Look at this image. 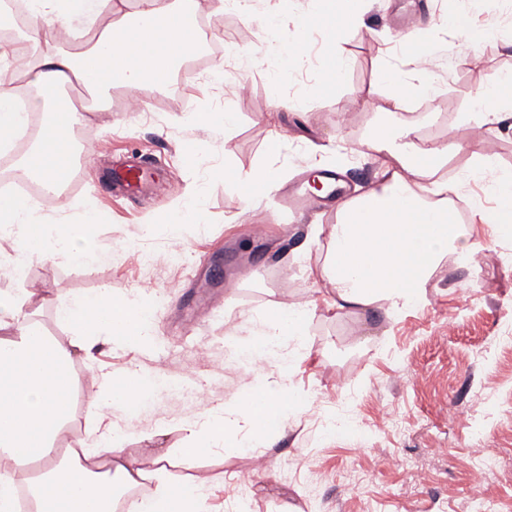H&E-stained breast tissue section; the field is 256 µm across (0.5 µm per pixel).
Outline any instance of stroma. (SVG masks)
Returning a JSON list of instances; mask_svg holds the SVG:
<instances>
[{"instance_id": "1", "label": "stroma", "mask_w": 512, "mask_h": 512, "mask_svg": "<svg viewBox=\"0 0 512 512\" xmlns=\"http://www.w3.org/2000/svg\"><path fill=\"white\" fill-rule=\"evenodd\" d=\"M460 0H371L363 24L345 29L336 49L348 59L342 84L317 90L327 55L319 27H307L308 0H293L284 19L291 38L309 35L313 52L299 65L277 73L278 60L257 51L252 65L229 64L223 83L211 79L215 62L208 48L197 50L200 65L183 63L173 74L181 86L146 83L134 94L144 99L152 119L124 111L131 92L112 90L109 106L86 112L78 129L93 157L82 161L80 187L73 208L59 210L60 224L80 221L78 208L97 215L93 236L110 250L102 265L61 264L43 260L29 267V281L39 282L43 298L20 314L36 321L43 336L69 346L72 331L57 322L54 304L72 294L134 292L151 297L160 319L158 344L168 345L165 359L133 346L99 344L91 363L70 367L79 391H96L97 372L120 374L131 367L155 371L180 387L198 393V402L150 393L140 414L124 417L120 407L108 415L123 432L122 455L145 472L169 454L166 479L175 486L203 483L204 512H469L474 495L467 480L471 449H493L500 460L496 487L512 502V238L496 239L493 225L477 214L493 207L480 185L466 192V222L472 241L497 240V262L458 267L444 261L428 282L422 302L400 313L375 306L365 311L328 305L331 290L320 277L324 246L307 243L311 225L336 222V202L319 199L311 213L281 209L279 191L298 172L314 178L318 169L341 170L352 194L376 185L383 157L369 145L379 123L377 107L384 94L379 74L408 64L397 47V24L411 17L412 30L428 31L433 17L452 16ZM201 13L215 19L214 39L224 45L255 42L258 27L234 8L219 9L217 0H200ZM438 59L430 64L442 86L435 96L412 95L399 109L411 120L420 140L449 149L447 176H455L471 158L491 154L512 168V128L500 124L470 135L463 151L454 146L461 131L458 117L471 108L485 78L512 72V47L497 42L464 51L455 29L439 33ZM214 115L201 128L192 112ZM238 120L225 130L223 116ZM285 137L277 154H269L274 133ZM148 154L170 184L162 200L149 192L128 198L112 194L108 175L117 155ZM267 167L277 171V189L261 190L247 173ZM205 202V221L171 228L167 218L189 190ZM255 208L242 212L241 200ZM270 223L268 235L255 238L249 225ZM180 250V265L164 261ZM159 261L144 269V251ZM306 261H295L300 251ZM280 304L306 310L308 324L292 364L288 390L296 407L284 430L267 435L258 451L205 454L194 464L173 456L187 438L184 423L204 410L233 403L256 380L278 396L270 366L259 374L225 370L224 359L244 343L241 317ZM209 348V361L197 360ZM464 410L473 417L468 429L450 425ZM400 427L383 424L385 415ZM265 470L246 490L235 479L256 458Z\"/></svg>"}]
</instances>
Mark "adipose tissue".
I'll return each mask as SVG.
<instances>
[{
    "label": "adipose tissue",
    "instance_id": "obj_1",
    "mask_svg": "<svg viewBox=\"0 0 512 512\" xmlns=\"http://www.w3.org/2000/svg\"><path fill=\"white\" fill-rule=\"evenodd\" d=\"M29 27L41 50L25 73L34 89L33 101L51 115L34 149L19 168L27 177L54 174L68 167L74 152L73 128L81 120L77 108L57 107V92L72 80L87 81L88 90L108 95L113 84L137 88L144 82H165L173 67L205 37L192 20L198 0H133L129 20L105 29L84 52L73 55L57 50L60 30L69 28L87 9L118 12L116 0H28ZM282 20L275 15L260 20L257 45L237 48L243 64H250L257 46L277 49L281 62L291 60ZM414 67L408 72H386L385 119H393L414 91L434 94L439 82L433 71L421 67L435 53L434 41L409 34L399 41ZM512 120V73L491 75L475 91L473 107L462 124H493ZM415 128L398 122L392 132L376 130L379 149L389 162L382 180L358 197L339 204L331 227L312 225L311 239H326L322 276L329 283L338 308H368L385 303L388 312L418 305L424 289L446 258L466 266L479 251L448 197V180L441 170L448 160L446 148L423 147L413 140ZM464 181H478L496 198L493 208L480 214L494 225L498 237H512V170L490 155L472 160ZM33 204L0 203V234L10 237L13 251L0 255L16 289L0 290V512H17L19 494H26L35 512H114L121 493L137 485L142 469L122 461V440L105 411L112 405L118 381L102 376L87 410L97 421L88 434L82 457L61 453L55 442L71 419L74 385L68 369L74 355L90 359L98 337L116 344L153 345L144 317L143 298L109 295L74 296L59 302L56 317L70 327V347L48 342L36 324L13 326L12 321L36 291L23 287L26 270L43 255L62 263L94 264L107 259L92 236L97 221L93 210H83L76 224H39ZM307 313L280 305L262 314L246 315L242 327L249 342L244 357H257L287 378L290 342L305 334ZM12 335H5V328ZM252 419L256 428L240 432L235 418ZM286 399L262 401L245 396L223 413L206 412L190 422L191 435L180 456L187 461L206 451L237 452L256 449L263 435L284 426ZM204 492L199 485H166L143 499L130 502L128 512H203Z\"/></svg>",
    "mask_w": 512,
    "mask_h": 512
}]
</instances>
